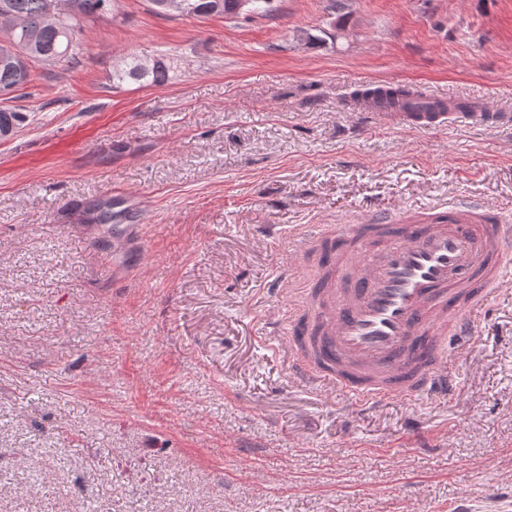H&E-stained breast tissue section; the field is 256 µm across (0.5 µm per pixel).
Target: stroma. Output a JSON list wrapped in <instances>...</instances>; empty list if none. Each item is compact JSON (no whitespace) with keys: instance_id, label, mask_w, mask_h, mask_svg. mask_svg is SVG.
Instances as JSON below:
<instances>
[{"instance_id":"stroma-1","label":"stroma","mask_w":512,"mask_h":512,"mask_svg":"<svg viewBox=\"0 0 512 512\" xmlns=\"http://www.w3.org/2000/svg\"><path fill=\"white\" fill-rule=\"evenodd\" d=\"M81 41L34 64L0 138V512H512V287L446 399L305 387L261 323L317 271L319 244L289 250L300 225L462 203L512 224V0L202 20L112 0ZM131 50L173 78L113 87ZM375 84L500 118L380 124L357 97ZM115 191L145 247L117 271L70 209Z\"/></svg>"}]
</instances>
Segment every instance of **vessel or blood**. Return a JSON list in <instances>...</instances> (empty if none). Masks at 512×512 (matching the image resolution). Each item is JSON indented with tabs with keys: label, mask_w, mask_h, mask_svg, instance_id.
Returning a JSON list of instances; mask_svg holds the SVG:
<instances>
[{
	"label": "vessel or blood",
	"mask_w": 512,
	"mask_h": 512,
	"mask_svg": "<svg viewBox=\"0 0 512 512\" xmlns=\"http://www.w3.org/2000/svg\"><path fill=\"white\" fill-rule=\"evenodd\" d=\"M389 117L428 129L448 115L398 104L377 115ZM316 239L326 262L302 305L286 320L264 322L290 374L357 403L454 392L448 344L464 343L474 332L472 311L512 281L504 263L512 225L453 208L402 224H306L289 242Z\"/></svg>",
	"instance_id": "obj_1"
}]
</instances>
